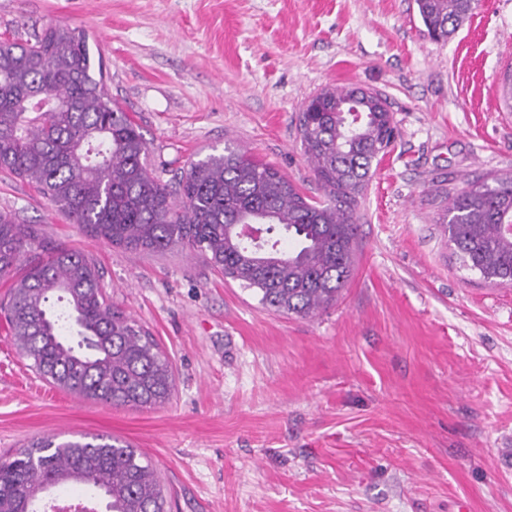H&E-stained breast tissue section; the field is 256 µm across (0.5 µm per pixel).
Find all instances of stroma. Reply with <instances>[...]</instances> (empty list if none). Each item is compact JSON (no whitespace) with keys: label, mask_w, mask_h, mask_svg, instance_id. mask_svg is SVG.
<instances>
[{"label":"stroma","mask_w":512,"mask_h":512,"mask_svg":"<svg viewBox=\"0 0 512 512\" xmlns=\"http://www.w3.org/2000/svg\"><path fill=\"white\" fill-rule=\"evenodd\" d=\"M50 23L86 32L164 183L231 144L322 198L297 116L327 88L380 93L396 138L358 202L352 275L308 318L199 252L90 237L0 173V213L38 228V255H93L174 374L161 406L104 404L40 378L0 323V455L118 438L170 512H512V287L461 267L439 222L467 182L512 172V0H476L445 41L414 0H0L1 36Z\"/></svg>","instance_id":"35a3bbf8"}]
</instances>
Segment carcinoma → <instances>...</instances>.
Wrapping results in <instances>:
<instances>
[{
    "label": "carcinoma",
    "mask_w": 512,
    "mask_h": 512,
    "mask_svg": "<svg viewBox=\"0 0 512 512\" xmlns=\"http://www.w3.org/2000/svg\"><path fill=\"white\" fill-rule=\"evenodd\" d=\"M428 34L446 40L472 0H415ZM301 149L324 201L272 165L230 145L156 180L139 125L112 99L86 34L50 24L34 41L0 40V172L28 180L57 211L129 249L181 245L273 311L306 318L336 302L354 264L356 207L372 165L395 139L386 101L362 88L324 90L299 115ZM442 223L462 265L512 285V173L469 182ZM36 230L0 214V273L10 274ZM6 323L43 379L112 405L152 408L174 389L171 363L148 331L110 304L96 260L54 250L12 277ZM79 320L73 345L62 316ZM100 490L106 512H168L154 467L110 436L44 437L0 457V512H36L35 486Z\"/></svg>",
    "instance_id": "obj_1"
}]
</instances>
